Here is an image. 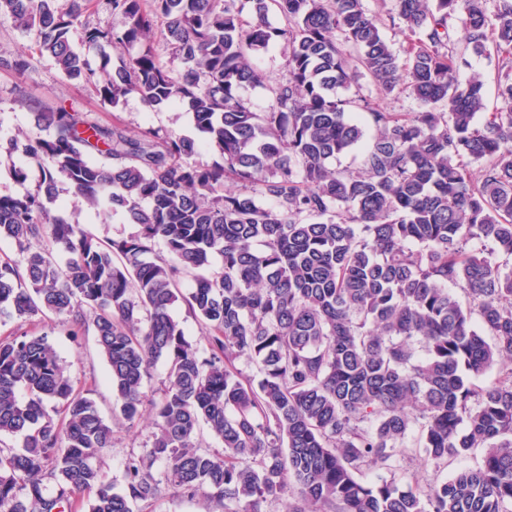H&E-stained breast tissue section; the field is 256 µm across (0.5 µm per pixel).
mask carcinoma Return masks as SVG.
I'll return each instance as SVG.
<instances>
[{
    "label": "carcinoma",
    "mask_w": 512,
    "mask_h": 512,
    "mask_svg": "<svg viewBox=\"0 0 512 512\" xmlns=\"http://www.w3.org/2000/svg\"><path fill=\"white\" fill-rule=\"evenodd\" d=\"M237 2L107 0L123 18L114 28L91 19V0H0L67 79L114 108L132 94L152 112L187 107L221 158L201 163L191 138L152 126L131 135L15 84L35 124L7 150L22 149L40 178L0 195V241L17 251L0 260V321L93 328L130 423L154 363L167 372L152 402L158 432L126 459L117 492L97 463L112 427L49 336L1 341L0 437L24 444L0 449V512H69L81 495L89 512H134L170 488L257 512L292 485L288 512H512V269L498 261L512 258V0H390V26L415 38L404 61L362 0H247V27ZM273 8L283 25L268 22ZM76 31L103 56L136 53L101 80ZM156 32L180 70L161 63ZM273 44L288 48V76L254 112L240 90L265 83L252 56ZM491 45L501 107L477 125L483 84L457 73ZM27 66L23 52L0 54V70ZM358 72L381 99L407 89L419 110L340 94ZM353 110L376 134L360 167L332 168L363 140ZM61 181L137 232L103 240L51 214ZM158 245L166 256L149 258ZM179 301L203 344L185 338ZM243 356L256 373L237 372ZM505 360L494 382L477 383ZM202 424L221 448L195 445ZM415 427L435 467L473 448L481 463L425 488L359 480L393 469Z\"/></svg>",
    "instance_id": "1"
}]
</instances>
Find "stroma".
Returning a JSON list of instances; mask_svg holds the SVG:
<instances>
[{
    "mask_svg": "<svg viewBox=\"0 0 512 512\" xmlns=\"http://www.w3.org/2000/svg\"><path fill=\"white\" fill-rule=\"evenodd\" d=\"M35 32L19 28L7 15L0 16V53H14L20 50L29 54V65L23 75L17 76L0 71V141L8 140L18 131L28 130L33 125L31 110L14 98L15 83H23L28 94L35 99L47 102L59 100L72 104L78 111L89 113L103 124L121 121L128 130L152 125L173 132L179 136L196 137L197 131L192 118L185 108L174 106L159 112L149 111L137 96H128L119 108L102 104L93 87L82 86L67 80L56 69L48 55L40 54L35 48ZM468 63L458 74L459 82L470 77H479L484 89L489 109L499 108L497 82L499 64L496 54L468 55ZM52 213L84 224L95 236L120 238L135 230L128 224L123 213L108 210L99 212L78 203L70 192H62ZM49 334L66 367L75 388L89 393L95 399L104 417H111L114 398L112 386L107 379V365L100 355L92 331L72 336L55 322L33 317L26 322L16 321L0 324V339L21 334ZM156 428L151 409H144L143 416L134 425H120L115 429L111 448L100 454L103 474L115 488H122L124 462L129 454L142 453L150 447ZM482 456L481 450L449 460L447 465L434 467L425 462L422 451L416 446L415 437H408L407 446L399 456L396 470L391 477L398 483H406L410 477L419 478L421 483L443 481L456 472L475 467Z\"/></svg>",
    "mask_w": 512,
    "mask_h": 512,
    "instance_id": "obj_1",
    "label": "stroma"
}]
</instances>
